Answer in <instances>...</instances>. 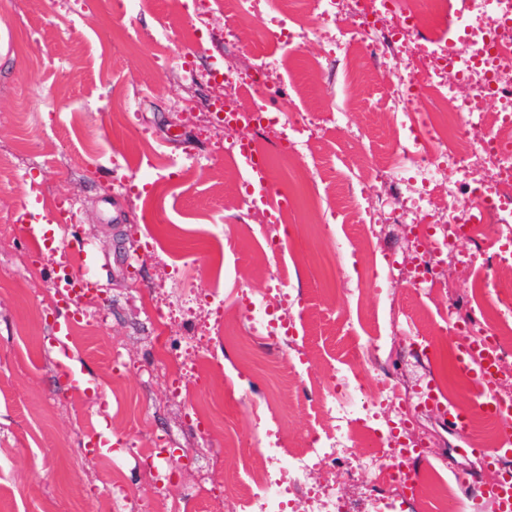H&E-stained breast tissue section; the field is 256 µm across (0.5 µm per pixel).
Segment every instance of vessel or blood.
<instances>
[{
    "label": "vessel or blood",
    "mask_w": 512,
    "mask_h": 512,
    "mask_svg": "<svg viewBox=\"0 0 512 512\" xmlns=\"http://www.w3.org/2000/svg\"><path fill=\"white\" fill-rule=\"evenodd\" d=\"M233 150L247 173L246 184L250 192L264 193L271 181L270 170L265 158L260 155L249 140L236 143ZM70 255L78 257L80 266L73 273L72 281L65 286H57V304L60 314L55 322L57 335H68L70 327L77 319L76 304L80 298L91 297L96 293L98 283L91 271L93 255L87 244L79 237H70L66 245ZM458 365L476 381L474 407L485 416L501 423L502 445L488 450L490 459L512 455V405L498 399L492 392L497 376V357L489 342L477 343L466 337H459ZM425 403L429 410L446 421L452 429L463 432L469 426V418L449 411L448 400L438 392L434 384H427L424 390ZM412 451L405 450L392 456L391 465L403 477L406 488H413L419 475L411 465ZM485 499L492 501L497 512H512V475L490 483L484 490Z\"/></svg>",
    "instance_id": "obj_1"
}]
</instances>
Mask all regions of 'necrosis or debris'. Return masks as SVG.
Returning <instances> with one entry per match:
<instances>
[{
    "label": "necrosis or debris",
    "instance_id": "obj_1",
    "mask_svg": "<svg viewBox=\"0 0 512 512\" xmlns=\"http://www.w3.org/2000/svg\"><path fill=\"white\" fill-rule=\"evenodd\" d=\"M436 12L448 9L447 0H310L312 13L320 19L340 18L353 9L354 26L318 29L327 54L336 62L350 61L354 44L387 47L386 67H403L408 77L386 89L390 118L396 133L391 154V173L386 191L395 207L389 223L404 225L412 242V257L402 273L409 282L423 280L435 267L438 251L426 248L434 235L437 210L448 213L447 235L460 239L501 241V227L512 223V0H461L457 30L461 53L448 52V42L439 36L424 37L418 22L424 4ZM398 16V27L383 29L381 16ZM428 97L432 108L417 111L413 103ZM497 103L498 121L490 123L484 105ZM444 182L448 194L436 202L431 183ZM496 269L502 281L488 277L471 282V293L482 298L477 310L448 322L449 336H491L501 366L512 365V325L501 317L512 309V253L500 255ZM240 326H227L228 334L245 330L248 336L274 343L284 341L279 319L248 297H241ZM367 370L361 356H354L348 371L336 375L319 401L332 431L314 438L300 453H283L282 441L272 429L253 440L265 459L257 476L259 490L250 501V512H286L288 501L302 497L304 512H349L335 487H310L306 478L315 466L342 463L354 471H372L367 488L377 512H389L391 494L405 488L391 474L389 455L395 448H414L418 439L391 438L376 427L378 405L397 399L393 380L366 383Z\"/></svg>",
    "mask_w": 512,
    "mask_h": 512
}]
</instances>
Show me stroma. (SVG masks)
<instances>
[{"mask_svg":"<svg viewBox=\"0 0 512 512\" xmlns=\"http://www.w3.org/2000/svg\"><path fill=\"white\" fill-rule=\"evenodd\" d=\"M325 55L310 35L296 51L278 48L262 21L240 16L229 0H202L185 13L172 0H0V152L15 155L12 175L0 178V226L8 228L0 236V489L10 494L0 512H101L117 468L136 512H170L188 489L197 494L189 512H240L224 490H253L262 455L249 441L261 422L275 421L286 446H307L322 424L319 388L346 369L351 347L367 348L404 394L431 378L447 381V357L421 360L407 344L447 325L450 309L468 310L472 271L446 258L431 286L418 290L396 275L359 291L336 283L319 259L326 222L346 267L408 246L396 232L365 239L361 225L335 212L348 199L383 220L394 206L360 191L354 155L391 151L385 88L401 73L362 52L352 80ZM218 67L233 73L241 104H252L260 77L266 105H292L314 121L310 135L292 138L316 167L313 188L293 185L279 132L261 136L270 199L292 193L295 226L262 271L255 256L273 230L242 201L233 140L208 120ZM171 164L191 177L172 182ZM73 206L82 220L69 226ZM158 209L166 228L151 220ZM26 212L50 219L56 236L78 235L95 257L101 319L68 341L83 380L76 387L49 338L54 281L78 260L25 242ZM280 275L289 304L274 315L292 320L294 340L220 336L241 295L260 297ZM159 309L179 340L171 361L158 346ZM358 312L376 329L343 324ZM413 426L427 444L424 477L481 470L493 479L472 449L485 424L460 433L423 411ZM96 435L109 450L88 448ZM147 451L157 454L150 471ZM309 479L342 490L355 512H371L369 473L317 469Z\"/></svg>","mask_w":512,"mask_h":512,"instance_id":"1","label":"stroma"}]
</instances>
